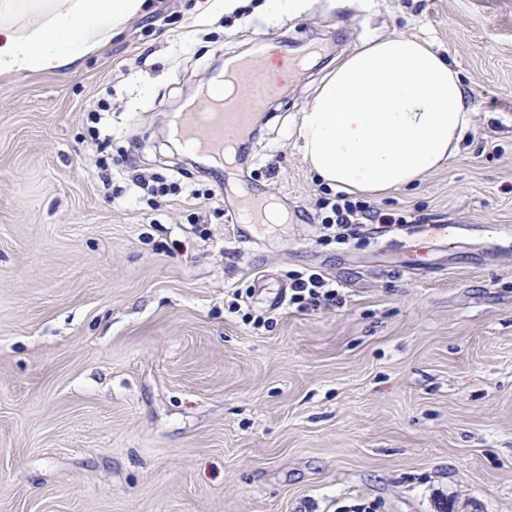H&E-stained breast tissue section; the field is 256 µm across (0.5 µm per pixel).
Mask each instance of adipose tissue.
<instances>
[{
    "label": "adipose tissue",
    "mask_w": 512,
    "mask_h": 512,
    "mask_svg": "<svg viewBox=\"0 0 512 512\" xmlns=\"http://www.w3.org/2000/svg\"><path fill=\"white\" fill-rule=\"evenodd\" d=\"M145 6L146 0H0V75L56 70L66 59L47 49L50 37L63 36L78 57ZM26 13L40 22L22 33L15 19ZM470 123L446 55L392 34L362 41L323 78L299 116L295 146L322 182L377 198L444 165Z\"/></svg>",
    "instance_id": "1"
}]
</instances>
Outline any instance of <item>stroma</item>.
Here are the masks:
<instances>
[{"label": "stroma", "mask_w": 512, "mask_h": 512, "mask_svg": "<svg viewBox=\"0 0 512 512\" xmlns=\"http://www.w3.org/2000/svg\"><path fill=\"white\" fill-rule=\"evenodd\" d=\"M430 41L472 122L406 217L338 242L299 113L362 40ZM321 55L255 108L238 187L169 123L219 61ZM284 224L234 236L240 195ZM455 236L426 265L396 252ZM320 271L330 306L291 305ZM267 317L254 326L244 314ZM512 512V0H152L72 64L0 76V512ZM448 227L447 224H424L416 236L398 245L397 249L409 264H419L424 255V246H421V242L425 241L430 247L436 249L447 236ZM292 295L290 297L291 304L300 305L310 300L312 302H330L336 298V289L332 288V284L319 272H297L291 278Z\"/></svg>", "instance_id": "obj_1"}]
</instances>
